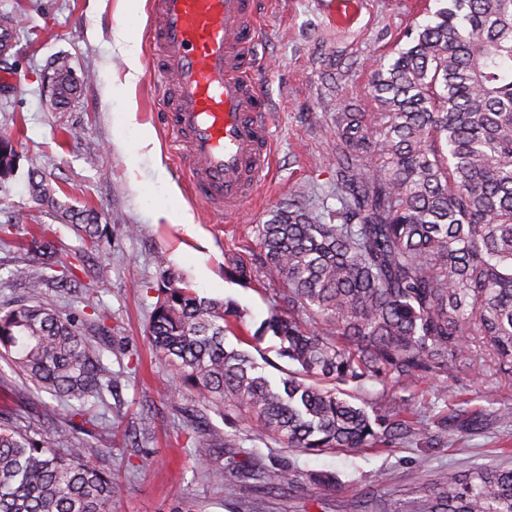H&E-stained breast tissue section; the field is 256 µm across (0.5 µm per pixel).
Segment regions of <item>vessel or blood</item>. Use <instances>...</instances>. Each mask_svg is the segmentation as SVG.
<instances>
[{
	"label": "vessel or blood",
	"instance_id": "obj_1",
	"mask_svg": "<svg viewBox=\"0 0 512 512\" xmlns=\"http://www.w3.org/2000/svg\"><path fill=\"white\" fill-rule=\"evenodd\" d=\"M148 31L153 80L191 186L214 212L235 214L272 164L252 0H151Z\"/></svg>",
	"mask_w": 512,
	"mask_h": 512
}]
</instances>
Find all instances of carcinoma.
Here are the masks:
<instances>
[{
	"label": "carcinoma",
	"instance_id": "cac0c4a2",
	"mask_svg": "<svg viewBox=\"0 0 512 512\" xmlns=\"http://www.w3.org/2000/svg\"><path fill=\"white\" fill-rule=\"evenodd\" d=\"M403 33L405 45L372 71L374 112L325 97L336 137V222L291 202L256 225L266 276L286 285L249 338L270 332L296 366L275 386L247 352L225 343L238 310L201 298L160 263L149 330L174 371L171 395L244 420L251 436L308 455L389 447L424 431L392 415L370 416L342 386L384 378L408 385L447 375L463 339L480 336L500 373L512 375V0H444ZM55 104L79 84L63 58ZM35 200L90 248L104 227L92 207L60 202L31 178ZM38 266L16 270L35 294L65 271L47 229L30 240ZM224 275L253 270L224 257ZM84 317L44 303L0 313V348L36 389L65 403L21 415L0 410V512H112L121 485L97 467L86 438L106 430L90 406L119 383L83 332ZM55 426L58 447L44 445ZM215 482L246 480L269 491L298 484L294 467H267L257 449L224 442ZM369 512H512V467L463 477L444 470L407 497L367 493Z\"/></svg>",
	"mask_w": 512,
	"mask_h": 512
}]
</instances>
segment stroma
Returning a JSON list of instances; mask_svg holds the SVG:
<instances>
[{"label":"stroma","instance_id":"stroma-1","mask_svg":"<svg viewBox=\"0 0 512 512\" xmlns=\"http://www.w3.org/2000/svg\"><path fill=\"white\" fill-rule=\"evenodd\" d=\"M262 39L257 81L272 113L274 167L255 196L234 215L213 213L186 179L160 110L148 65L155 51L148 35L147 8L130 0H0V18L15 26V45L0 54V137L16 154L12 172L0 176V309L33 299L60 315L95 305L103 329L85 326L90 339H103L102 358L120 383L94 409L106 413L111 434L89 439L105 449L100 468L111 471L123 492L112 512H239L257 503L260 512H351L367 490L404 495L441 470L459 474L476 468L512 466V427L479 424L447 434L440 423L453 415H488L512 408V379L493 362L479 359L478 337L466 338L455 371L423 374L406 386L367 381L356 396L376 413L402 412L429 431L430 444L403 439L388 448H357L305 455L269 442L252 445L247 426L228 424L222 413L197 402L173 400L172 370L158 360L148 340L159 286V264L180 272L202 297L235 302L244 335H254L268 317L280 282L262 270L253 231L269 211L303 200L319 211L336 207L332 119L321 99L337 69H347L344 93L364 97L377 63L389 62L408 28L424 22L437 0H255ZM126 28L140 44L139 79L127 86L128 67L112 45L115 28ZM67 57L80 83L77 96L55 107L47 76L57 57ZM137 112L136 125L124 119ZM80 133L73 140L66 129ZM162 157L132 158L143 138ZM123 140L119 152L114 140ZM44 177L58 200L95 208L106 236L98 248L84 242L29 190L31 177ZM164 212L154 220V212ZM192 213L186 224L184 213ZM48 225L64 262L74 266V285H50L33 295L17 268L35 265L29 232ZM254 270L248 285L224 277L225 254ZM59 407L36 392L8 358L0 357V403L31 402ZM154 420L150 436L132 439L142 418ZM238 435L244 448H257L269 466L291 464L301 475L328 472L336 488L258 497L252 488L218 485L198 466L194 449L211 448L213 466L224 463V435Z\"/></svg>","mask_w":512,"mask_h":512}]
</instances>
